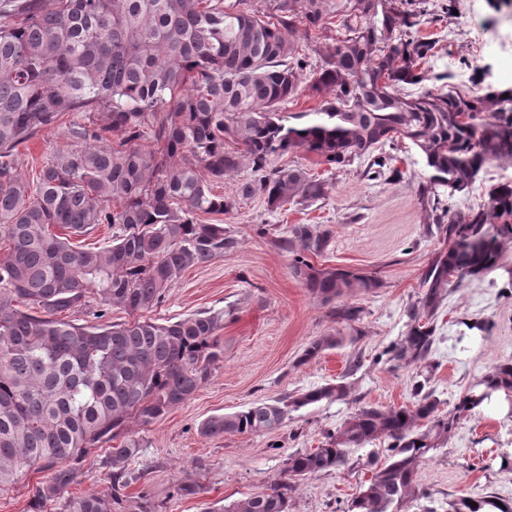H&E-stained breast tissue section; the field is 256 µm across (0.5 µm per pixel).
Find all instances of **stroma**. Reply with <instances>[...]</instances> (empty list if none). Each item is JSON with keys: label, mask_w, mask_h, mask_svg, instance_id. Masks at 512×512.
<instances>
[{"label": "stroma", "mask_w": 512, "mask_h": 512, "mask_svg": "<svg viewBox=\"0 0 512 512\" xmlns=\"http://www.w3.org/2000/svg\"><path fill=\"white\" fill-rule=\"evenodd\" d=\"M412 7L421 13L417 37L434 44L424 63L433 76L429 89H438V75L448 72L471 89L488 83L512 87V0L496 6L491 0H413ZM81 119V113L66 114L29 143L23 167L28 180H35L55 150L73 147L68 127ZM379 154L386 165L378 171L367 157L337 169L301 149L276 158V165L300 164L325 181L324 198L310 206L275 210L261 197L238 196L239 185L252 176L246 165L215 185V193L235 198L236 206L203 220L224 225L236 245L188 268L152 316L165 321L223 312L224 364L190 400L138 430L143 446L128 468L148 476L126 488L127 497L147 492L156 512H205L284 480L290 454L321 446L359 407L413 405L415 367L396 368L380 356L405 332L406 309L445 242L435 213L420 196L427 174L416 150L402 141ZM295 224L332 231L325 251L312 259L315 266L349 267L378 280L377 288H355L340 298L361 308L358 323H336L328 306L294 278L291 257L278 241ZM435 327L427 388L449 410L493 367L512 360V275L499 270L449 289ZM327 334L341 337V344L304 359L310 343ZM337 382L348 386L346 399L289 412L276 431L219 437L197 431L209 416ZM356 455L362 463L355 469L297 479L289 512H346L360 484L371 477L369 460H386L387 443L373 442ZM505 457L512 458V417L494 403L462 418L448 440L428 453L418 472L428 496L407 512L427 507L448 512L449 501L464 496L512 499V469L501 467ZM111 470L106 453H99L85 462L68 495L110 496ZM181 482L197 483L202 491L179 497L174 488Z\"/></svg>", "instance_id": "obj_1"}]
</instances>
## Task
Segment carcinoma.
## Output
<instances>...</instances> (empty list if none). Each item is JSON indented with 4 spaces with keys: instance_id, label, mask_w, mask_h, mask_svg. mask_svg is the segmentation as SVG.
<instances>
[{
    "instance_id": "carcinoma-1",
    "label": "carcinoma",
    "mask_w": 512,
    "mask_h": 512,
    "mask_svg": "<svg viewBox=\"0 0 512 512\" xmlns=\"http://www.w3.org/2000/svg\"><path fill=\"white\" fill-rule=\"evenodd\" d=\"M20 0L0 13V494L19 475L45 468L30 512H44L77 483L80 465L104 448L112 495L68 498L63 512H125L124 490L145 478L126 462L142 447L130 423L145 429L190 400L224 362V312L160 322L146 317L184 271L234 247L222 224L235 199L213 192L242 161L253 178L241 197L271 208L314 202L324 181L299 165L271 166L301 148L331 167L399 139L419 151L428 172L421 194L435 212L464 194L492 162L512 165V89L407 94L425 80L432 43L410 38L418 25L408 0ZM320 33V65L304 75V45ZM309 91L315 112H281ZM69 112L83 144L59 149L36 184L22 173L21 149ZM155 147L141 145L145 131ZM113 139H108V135ZM238 145L226 149V143ZM486 207L438 225L448 248L422 276L406 332L386 351L396 367L429 369L435 315L448 289L503 267L512 243V180L489 186ZM100 224L117 229L112 245L77 249L73 236ZM59 232H54V229ZM284 241L294 277L328 303L351 288L379 284L356 271L318 268L329 231L296 224ZM95 298L130 321L86 324L75 315ZM335 307L336 322L360 320ZM330 334L305 350L310 359L338 345ZM454 407L416 383L413 407H361L327 441L286 460L287 479L268 491L210 512H288L291 481L349 469L352 452L389 441V460L369 461L371 478L348 512H404L424 497L417 482L428 452L459 420L494 400L512 416V362L498 365ZM342 382L273 403L258 402L203 420L206 437L269 433L291 411L347 398ZM497 496L461 497L448 512H512ZM477 506H471V503Z\"/></svg>"
}]
</instances>
